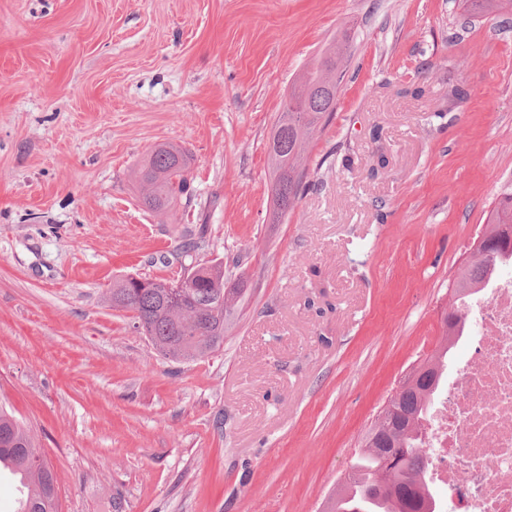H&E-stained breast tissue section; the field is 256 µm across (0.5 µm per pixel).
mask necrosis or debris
I'll return each instance as SVG.
<instances>
[{
	"label": "necrosis or debris",
	"mask_w": 512,
	"mask_h": 512,
	"mask_svg": "<svg viewBox=\"0 0 512 512\" xmlns=\"http://www.w3.org/2000/svg\"><path fill=\"white\" fill-rule=\"evenodd\" d=\"M477 331L424 432L441 512H512V271L470 302Z\"/></svg>",
	"instance_id": "4bbe7bcc"
}]
</instances>
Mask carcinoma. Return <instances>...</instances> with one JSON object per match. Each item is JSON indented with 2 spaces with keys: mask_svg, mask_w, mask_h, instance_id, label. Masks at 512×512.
<instances>
[{
  "mask_svg": "<svg viewBox=\"0 0 512 512\" xmlns=\"http://www.w3.org/2000/svg\"><path fill=\"white\" fill-rule=\"evenodd\" d=\"M473 14L512 12V0H471ZM349 39L333 41L301 77L299 91L282 104L274 123L269 152L273 177L270 191L273 222L292 212L300 198L307 169L302 157L306 140L336 111L337 94L344 78L342 53ZM190 152L177 145L162 144L148 152L137 171L141 204L165 215L178 205L188 206L186 174ZM489 251L472 252L453 282V293L463 299L475 294L502 269L512 268L500 258L512 254V190L502 194L487 219L483 233ZM202 242L183 245L194 270L189 287L178 301L169 296L167 283L147 280L142 285L123 277L112 288V307L134 313L135 324L163 357L195 360L207 356L224 342V325L233 316L232 295L242 289L224 290V263L203 264L198 257ZM445 344L407 377V388L396 393L402 419L389 426L377 425L374 447L363 449L360 461L351 468L330 498L328 512H438L430 509L434 497L427 481V459L422 440L424 420L432 407L446 369L452 337L470 326L468 312L461 306L441 317ZM35 445L24 424L0 407V460L8 456L11 471L26 489L20 512H59L54 472Z\"/></svg>",
  "mask_w": 512,
  "mask_h": 512,
  "instance_id": "cac0c4a2",
  "label": "carcinoma"
}]
</instances>
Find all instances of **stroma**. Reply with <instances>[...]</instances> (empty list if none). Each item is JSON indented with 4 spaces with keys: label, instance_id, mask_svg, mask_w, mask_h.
Returning a JSON list of instances; mask_svg holds the SVG:
<instances>
[{
    "label": "stroma",
    "instance_id": "stroma-1",
    "mask_svg": "<svg viewBox=\"0 0 512 512\" xmlns=\"http://www.w3.org/2000/svg\"><path fill=\"white\" fill-rule=\"evenodd\" d=\"M346 30L309 185L272 223L280 105ZM168 142L193 155L194 200L158 215L134 172ZM511 185L512 15L473 18L466 0H0V405L50 461L61 512L116 497L125 512H323L441 344L448 282ZM190 232L244 295L218 349L173 362L109 295L128 274L180 277Z\"/></svg>",
    "mask_w": 512,
    "mask_h": 512
}]
</instances>
